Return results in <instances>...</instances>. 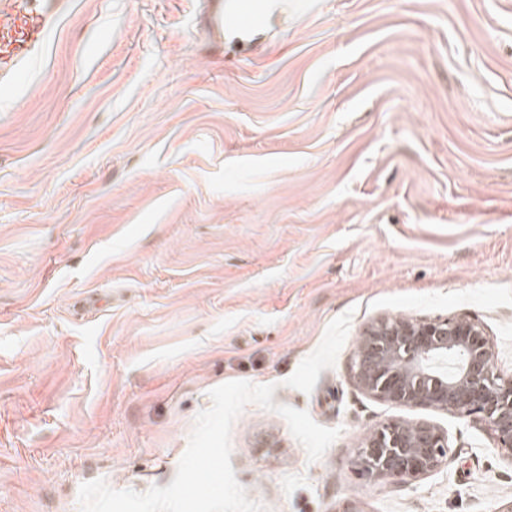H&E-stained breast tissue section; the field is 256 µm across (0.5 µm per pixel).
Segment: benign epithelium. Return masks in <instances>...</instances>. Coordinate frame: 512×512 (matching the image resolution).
<instances>
[{"mask_svg": "<svg viewBox=\"0 0 512 512\" xmlns=\"http://www.w3.org/2000/svg\"><path fill=\"white\" fill-rule=\"evenodd\" d=\"M352 379L361 391L405 407L475 417L512 459V378L493 344L468 318L381 317L363 328ZM354 464L370 480L409 484L448 464L447 439L430 423L390 421L361 440Z\"/></svg>", "mask_w": 512, "mask_h": 512, "instance_id": "1", "label": "benign epithelium"}]
</instances>
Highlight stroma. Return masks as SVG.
Returning <instances> with one entry per match:
<instances>
[{
	"label": "stroma",
	"mask_w": 512,
	"mask_h": 512,
	"mask_svg": "<svg viewBox=\"0 0 512 512\" xmlns=\"http://www.w3.org/2000/svg\"><path fill=\"white\" fill-rule=\"evenodd\" d=\"M198 0H71L0 97V512L168 486L211 389L341 433L318 461L248 405L232 468L267 512H505L473 417L359 390L386 315L481 324L512 376V0H264L242 46ZM427 422L448 465L367 480L362 435Z\"/></svg>",
	"instance_id": "stroma-1"
}]
</instances>
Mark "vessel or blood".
<instances>
[{
	"instance_id": "obj_1",
	"label": "vessel or blood",
	"mask_w": 512,
	"mask_h": 512,
	"mask_svg": "<svg viewBox=\"0 0 512 512\" xmlns=\"http://www.w3.org/2000/svg\"><path fill=\"white\" fill-rule=\"evenodd\" d=\"M253 0H207L204 23L214 37L249 35L262 23ZM65 0H0V96L19 99L49 42Z\"/></svg>"
}]
</instances>
